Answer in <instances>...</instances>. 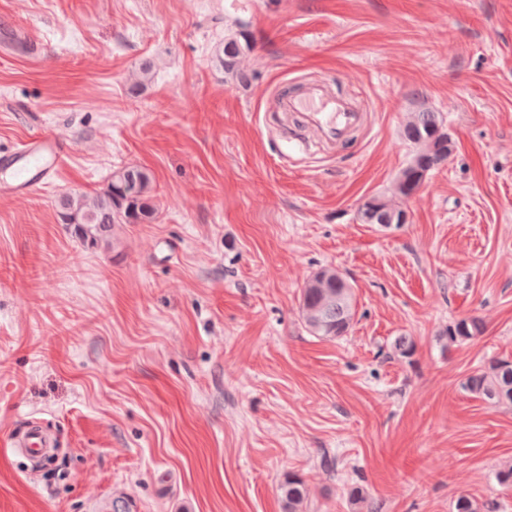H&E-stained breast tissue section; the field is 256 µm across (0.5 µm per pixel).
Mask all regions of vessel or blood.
I'll return each instance as SVG.
<instances>
[{"instance_id": "vessel-or-blood-1", "label": "vessel or blood", "mask_w": 512, "mask_h": 512, "mask_svg": "<svg viewBox=\"0 0 512 512\" xmlns=\"http://www.w3.org/2000/svg\"><path fill=\"white\" fill-rule=\"evenodd\" d=\"M277 108L282 112H301L305 124L327 141L340 140L355 119L350 99L330 96L322 82L304 84L300 93L278 97ZM70 154L67 142L51 132L31 135L12 154L0 156V174L8 177L4 187L14 194H28L46 181L54 179ZM12 447L34 460L45 459L50 442L39 423H31L15 435Z\"/></svg>"}]
</instances>
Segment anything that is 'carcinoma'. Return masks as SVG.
Listing matches in <instances>:
<instances>
[{
	"instance_id": "1",
	"label": "carcinoma",
	"mask_w": 512,
	"mask_h": 512,
	"mask_svg": "<svg viewBox=\"0 0 512 512\" xmlns=\"http://www.w3.org/2000/svg\"><path fill=\"white\" fill-rule=\"evenodd\" d=\"M243 50L238 35L224 37L219 52L224 70L241 81H248L238 68ZM404 139L412 145L411 160L397 175L390 195L366 198L359 207L365 224H399L406 216L404 205L417 194L426 175L448 161L454 143L444 129L438 113L425 107L409 114L403 127ZM125 184L132 192L117 196ZM152 196V178L139 166L122 168L112 175L105 191L89 200L85 195L70 192L58 199V216L63 224L72 225V232L81 244L95 249L110 244L112 226L116 224H150L156 216ZM300 314L307 330L314 336L336 339L347 334L356 311L353 288L334 268H323L306 281L301 293ZM484 332L478 317L459 319L444 330L448 345L471 341ZM464 387L473 395L493 406L512 407V363L494 360L474 370ZM285 512H304L307 489L294 476L286 477L279 485Z\"/></svg>"
}]
</instances>
